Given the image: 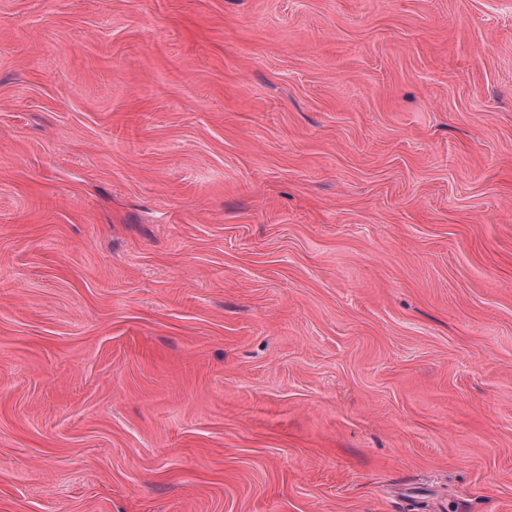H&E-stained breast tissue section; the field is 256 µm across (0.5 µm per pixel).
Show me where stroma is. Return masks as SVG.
<instances>
[{"label": "stroma", "instance_id": "obj_1", "mask_svg": "<svg viewBox=\"0 0 512 512\" xmlns=\"http://www.w3.org/2000/svg\"><path fill=\"white\" fill-rule=\"evenodd\" d=\"M0 512H512V0H0Z\"/></svg>", "mask_w": 512, "mask_h": 512}]
</instances>
